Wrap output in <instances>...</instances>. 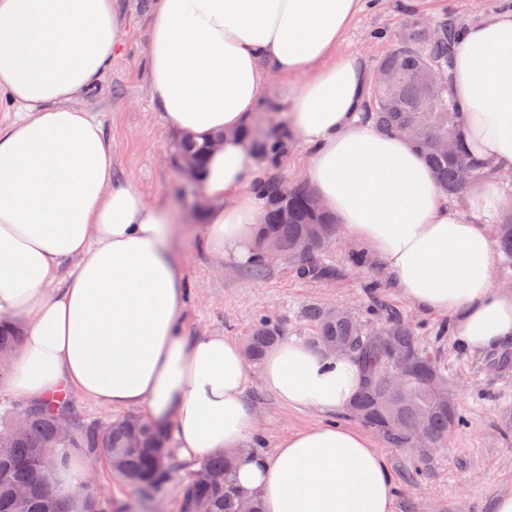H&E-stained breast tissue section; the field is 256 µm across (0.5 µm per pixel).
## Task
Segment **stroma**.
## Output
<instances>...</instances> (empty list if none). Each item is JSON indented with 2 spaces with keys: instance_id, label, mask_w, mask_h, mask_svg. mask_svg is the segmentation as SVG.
<instances>
[{
  "instance_id": "35a3bbf8",
  "label": "stroma",
  "mask_w": 512,
  "mask_h": 512,
  "mask_svg": "<svg viewBox=\"0 0 512 512\" xmlns=\"http://www.w3.org/2000/svg\"><path fill=\"white\" fill-rule=\"evenodd\" d=\"M116 3L127 39L111 71L83 105L102 125L112 150L113 178L133 184L175 216L170 248L188 285L182 335L190 341L212 335L241 341L255 317L266 313L280 316L288 335L301 338L311 332L300 316L310 302L346 308L372 325L379 320L380 308L396 311L414 325L426 352L443 367L448 393L466 420L420 473L415 470L416 451L394 448L377 438L392 473L398 512H489L499 493L512 491V345L478 358L459 351L447 317L429 314L404 299L383 261L344 233L322 256L332 274L321 279L300 275L292 260L274 263L264 278L257 279L245 266L214 256L203 234L208 207L202 188L176 164L179 138L166 130L147 92L152 0ZM362 4L338 50L356 53L371 74L390 51L394 34L437 19L463 25L476 22L512 0H362ZM291 90V84H273L254 108V129H287ZM306 157V149L288 137L277 160L257 153L253 161L257 176L293 182L301 178ZM357 255L363 257L362 265L354 264ZM246 394L258 419L256 449L268 455L288 434L313 424L328 419L341 425L355 423L345 411L328 418L288 407L261 386L255 366L249 369ZM167 451L175 465L165 491L150 502L114 473L104 457L90 456L96 499L122 501L134 510L143 504L147 512H180L181 490L195 461L181 454L176 441H169Z\"/></svg>"
}]
</instances>
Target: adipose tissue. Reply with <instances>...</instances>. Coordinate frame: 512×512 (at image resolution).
Instances as JSON below:
<instances>
[{"mask_svg":"<svg viewBox=\"0 0 512 512\" xmlns=\"http://www.w3.org/2000/svg\"><path fill=\"white\" fill-rule=\"evenodd\" d=\"M361 0H153L148 91L169 131L205 143L212 253L247 260L263 219L242 138L279 77L292 85L290 133L308 151L303 177L347 234L384 262L403 297L448 315L469 355L512 344V291L498 285L489 225L501 198L484 190L470 219L451 208L422 154L360 118L366 73L337 48ZM126 40L115 0H0V324L21 346L4 383L58 406L79 395L143 408L182 453L238 451L235 480L263 512H396L386 456L360 428L318 423L272 456L247 452L258 430L248 363L224 335L180 334L185 281L166 246L167 212L112 178V150L82 101ZM448 93L456 139L477 162L512 170V8L461 28ZM73 269L60 279L65 264ZM260 382L297 410L346 408L362 382L348 356L283 337ZM92 469L75 458L54 476L72 512Z\"/></svg>","mask_w":512,"mask_h":512,"instance_id":"1","label":"adipose tissue"}]
</instances>
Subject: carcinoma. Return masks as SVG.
<instances>
[{
  "label": "carcinoma",
  "instance_id": "cac0c4a2",
  "mask_svg": "<svg viewBox=\"0 0 512 512\" xmlns=\"http://www.w3.org/2000/svg\"><path fill=\"white\" fill-rule=\"evenodd\" d=\"M446 33L439 40L430 38L421 28L380 61L400 71L398 83L389 88H374L372 104L364 118L376 129L390 133L413 124L418 136L412 140L431 169L440 190L449 197L456 196L461 185L473 186L496 179V172L484 169L468 154L458 149L453 155L438 149L437 137L455 134L460 112L448 95L428 96L416 75L432 67L451 68L452 49L458 36V26L445 22ZM245 136L254 142L263 156L273 160L279 142L257 141L250 132ZM262 200L263 222L256 226L254 252L249 262L252 275L262 278L273 260L269 243H277L281 253L300 261L299 272L305 277L320 278L330 273L321 264L304 259L302 247L313 232L337 235V224L321 211L317 199L307 184L290 187L288 207L281 203L280 182L268 178L255 185ZM499 250L512 258V208L503 209L496 230ZM313 335L306 343L349 355L363 372V384L353 397L350 414L366 427L381 435L394 448H411L420 435H425L435 448L448 444L451 431L462 419L456 412L444 384L439 363L423 349L417 330L403 318L384 317L373 327L362 325L356 313L336 310L317 302L302 309ZM284 336L281 320L263 315L255 320L245 340L244 352L254 365L261 363L266 353ZM22 336L16 329L0 330V353H13ZM66 417L73 428L74 440L56 447L54 456H46L42 446L54 434L56 419ZM5 427L16 420L25 423L27 436L14 441H0V512H54L57 498L52 483L51 462H65L72 451L103 454L107 460L116 455L123 467L118 475L127 483L147 492L160 491L172 469L166 452L163 428L142 416L109 421L96 427H86L73 414L41 406L0 408ZM234 451H218L199 461L196 468L205 469L210 482L204 486L188 480L182 491L181 510L198 496L206 497L211 512H240L248 505L251 512H262L259 501L246 502L234 482Z\"/></svg>",
  "mask_w": 512,
  "mask_h": 512
}]
</instances>
